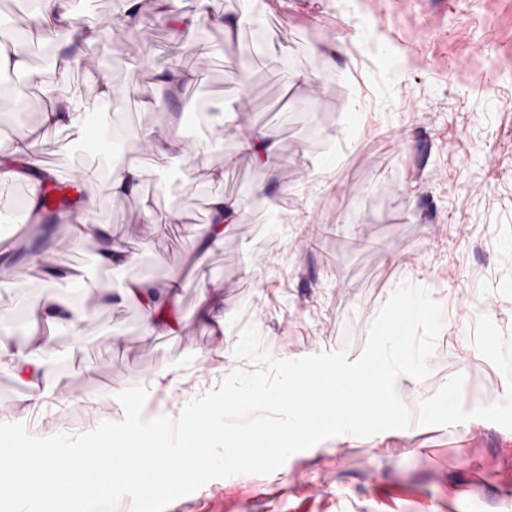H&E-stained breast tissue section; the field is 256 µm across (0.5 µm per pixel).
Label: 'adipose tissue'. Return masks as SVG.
I'll use <instances>...</instances> for the list:
<instances>
[{"mask_svg":"<svg viewBox=\"0 0 512 512\" xmlns=\"http://www.w3.org/2000/svg\"><path fill=\"white\" fill-rule=\"evenodd\" d=\"M209 0H198L195 16H176L166 14L171 31L179 39H187L195 20H203L218 26L224 31V52L243 54L246 48L238 38L237 32L242 24L241 18L234 16L214 15L208 8ZM33 22L28 30L29 35L41 33L44 23H51L53 38L66 49L61 56L65 67L78 66L80 57L68 53L67 47L78 41L98 51H106L107 38L104 29L91 26L77 28L76 18L71 9L70 0H37ZM70 130L76 133L77 142L81 145L94 146L100 156L98 166L90 167L82 174L87 182L102 181L107 185L113 196L133 202L142 212H150L149 202L139 193L141 171L136 164L113 166L112 127L107 119H100L96 125H89L87 115L79 100L60 94L51 96L50 104L41 116L40 125L33 130L24 132L15 141L12 157L0 167V196L8 194L14 183L20 178H28V192L31 199H38L47 171L33 164L34 150L41 140L56 136L60 131ZM210 220L207 224L188 223L185 215L172 212L164 216L167 224H181L192 246L199 253H208L211 247L221 243L235 224L242 219L241 202L221 194L213 195L208 202ZM69 233L73 240H94L99 244L96 254L100 266L110 270L125 269L130 256L120 240L112 235L110 225L98 223L90 209L83 208L73 213ZM183 286L181 275H172L165 289L131 279L126 290L127 297L138 299L142 304V316L146 336H165L180 327L181 320L176 312V303ZM27 315L33 327L31 340L24 345L15 344L10 338L0 336V365L14 368L20 375L28 379H36L42 372L45 359L56 352V328H78L84 320L82 310L66 303L42 302L39 300L29 304Z\"/></svg>","mask_w":512,"mask_h":512,"instance_id":"adipose-tissue-1","label":"adipose tissue"}]
</instances>
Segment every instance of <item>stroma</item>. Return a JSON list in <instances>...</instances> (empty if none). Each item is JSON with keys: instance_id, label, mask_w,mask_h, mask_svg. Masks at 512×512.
Instances as JSON below:
<instances>
[{"instance_id": "1", "label": "stroma", "mask_w": 512, "mask_h": 512, "mask_svg": "<svg viewBox=\"0 0 512 512\" xmlns=\"http://www.w3.org/2000/svg\"><path fill=\"white\" fill-rule=\"evenodd\" d=\"M210 0L214 13L246 18V59L225 56L223 31L199 24L193 39L214 46L203 57L180 49L149 0L137 37H110L93 67L71 71L67 86L87 110L98 107L97 74L122 95L112 126L123 137L161 130L177 167L166 180L153 154L137 153L140 192L155 214L182 212L208 221V200H242L247 219L210 254L197 257L180 224L152 216L88 185L97 222L112 227L131 257L110 271L84 241L77 265L89 280L122 296L129 278L151 284L181 273L178 333L144 339L138 302L95 305L80 335L57 334L44 385L61 401L28 411V386L0 368V423L36 437L84 433L124 416L101 396L161 375H182L175 398L156 389L147 418H178L184 407L248 368L234 349L255 326L277 359L346 350L357 358L371 322L402 282L426 289L443 327L422 380L405 381L412 407L455 391L444 416L368 437L349 433L292 454L275 471L210 480L166 512H512V0ZM335 57L327 66L326 57ZM177 60L203 99L193 118L178 110L182 91L161 108L138 98L157 69ZM305 70L311 89L295 85ZM246 92H239L238 71ZM245 109L223 120L221 103ZM277 132L276 159L259 167L239 154V135ZM56 179L96 164L65 136L38 143ZM224 172L211 181L212 169ZM272 185L268 196L255 185ZM469 229L465 238L456 225ZM220 287L225 335L197 318L200 290ZM28 277L0 294V333L25 344L27 304L63 296Z\"/></svg>"}]
</instances>
